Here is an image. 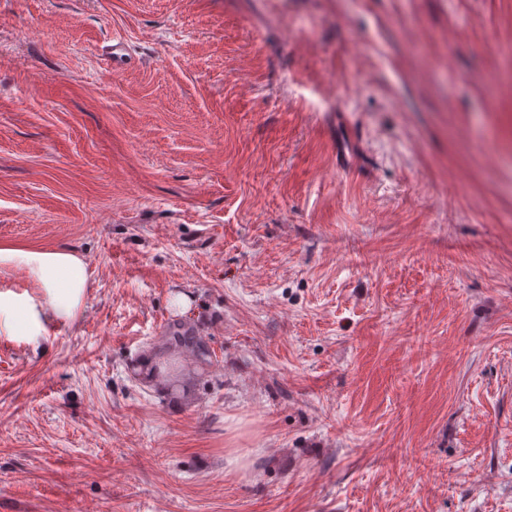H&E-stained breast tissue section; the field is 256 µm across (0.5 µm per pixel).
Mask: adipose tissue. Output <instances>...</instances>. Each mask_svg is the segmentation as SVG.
Instances as JSON below:
<instances>
[{"instance_id":"ef3b65f1","label":"adipose tissue","mask_w":512,"mask_h":512,"mask_svg":"<svg viewBox=\"0 0 512 512\" xmlns=\"http://www.w3.org/2000/svg\"><path fill=\"white\" fill-rule=\"evenodd\" d=\"M4 264L27 267L40 288L36 297L0 292V315L9 317L14 330L35 336L45 324L74 320L89 288L87 265L74 250L1 247L0 265Z\"/></svg>"}]
</instances>
